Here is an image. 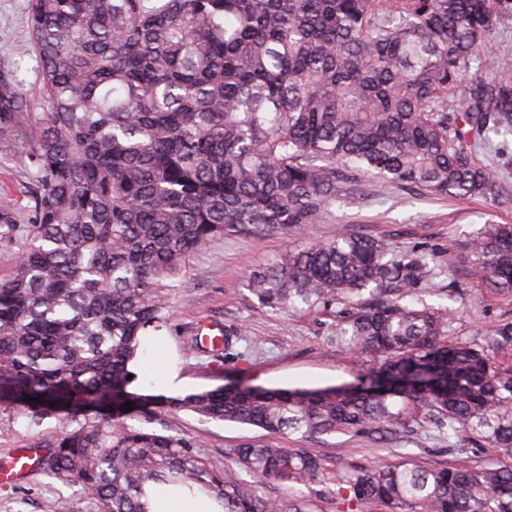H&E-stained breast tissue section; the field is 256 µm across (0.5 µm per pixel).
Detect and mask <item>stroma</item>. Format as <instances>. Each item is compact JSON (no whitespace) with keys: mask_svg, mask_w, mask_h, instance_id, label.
Segmentation results:
<instances>
[{"mask_svg":"<svg viewBox=\"0 0 512 512\" xmlns=\"http://www.w3.org/2000/svg\"><path fill=\"white\" fill-rule=\"evenodd\" d=\"M27 0H0V68L14 71L20 88L35 93L38 62L30 51ZM476 158L495 174L494 194L442 198L376 179L363 180L357 194L338 199L327 223L313 225L306 236L274 232L260 241L217 238L192 256L182 278L170 290L169 318L162 334L170 346L162 352L164 370L152 381L135 380L138 395L166 391L165 371L183 379V393L229 383L259 388H321L356 383L372 369L373 357L354 358L331 343L334 319L321 311L277 314L250 293L248 276L263 269L305 240H321L343 228L384 239L407 257L420 260L425 276L411 291V301L447 309L448 338L481 349L497 330L512 324V293L486 287L468 273L459 247L489 224H512V128L486 131ZM29 179L14 146H0V206L29 218ZM233 325L239 337L222 359L192 353L191 339L200 321ZM90 404L73 400L69 409L40 417L27 407L0 400V455L61 434L67 413L85 414ZM175 431L204 442L209 462L223 467L230 449L247 442L273 440L266 431L232 422L206 420L182 411L165 415ZM286 448H306L349 464L390 465L410 456L431 470L463 463L512 466V457L472 442H459L453 430L421 421L400 426L384 438L360 433L320 438H275ZM0 512H91L82 488L36 472L18 484L0 483Z\"/></svg>","mask_w":512,"mask_h":512,"instance_id":"stroma-1","label":"stroma"}]
</instances>
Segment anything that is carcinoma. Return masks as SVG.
Wrapping results in <instances>:
<instances>
[{
  "instance_id": "cac0c4a2",
  "label": "carcinoma",
  "mask_w": 512,
  "mask_h": 512,
  "mask_svg": "<svg viewBox=\"0 0 512 512\" xmlns=\"http://www.w3.org/2000/svg\"><path fill=\"white\" fill-rule=\"evenodd\" d=\"M509 16L512 0H28L38 96L0 70V145L29 146L30 180L27 223L0 208V243L15 249L0 278V398L44 414L128 395L140 337L166 327L169 288L217 237L300 234L367 177L491 193L475 145L512 123V61L463 89L451 124L448 90ZM463 250L481 282L512 292L511 224ZM422 274L367 235L289 251L249 291L273 312L333 316L331 341L378 361L366 383L222 385L155 396L122 422L72 415L42 469L82 486L95 512H149L160 483L220 512H315L272 488L327 482L342 512H512V467L403 457L332 477L306 448L245 444L219 470L200 441L130 424L162 409L270 434L382 437L425 419L512 455V368L448 340L443 310L404 302Z\"/></svg>"
}]
</instances>
